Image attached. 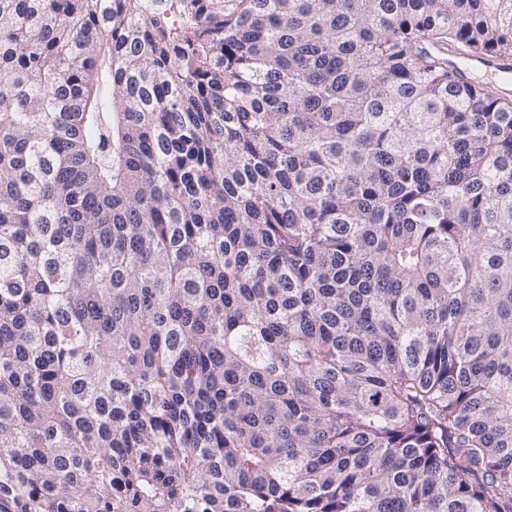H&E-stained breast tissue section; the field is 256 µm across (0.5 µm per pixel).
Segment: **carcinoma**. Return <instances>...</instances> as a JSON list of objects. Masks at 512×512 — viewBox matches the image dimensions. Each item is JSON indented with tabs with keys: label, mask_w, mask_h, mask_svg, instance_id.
I'll use <instances>...</instances> for the list:
<instances>
[{
	"label": "carcinoma",
	"mask_w": 512,
	"mask_h": 512,
	"mask_svg": "<svg viewBox=\"0 0 512 512\" xmlns=\"http://www.w3.org/2000/svg\"><path fill=\"white\" fill-rule=\"evenodd\" d=\"M0 0V512H512V0Z\"/></svg>",
	"instance_id": "cac0c4a2"
}]
</instances>
